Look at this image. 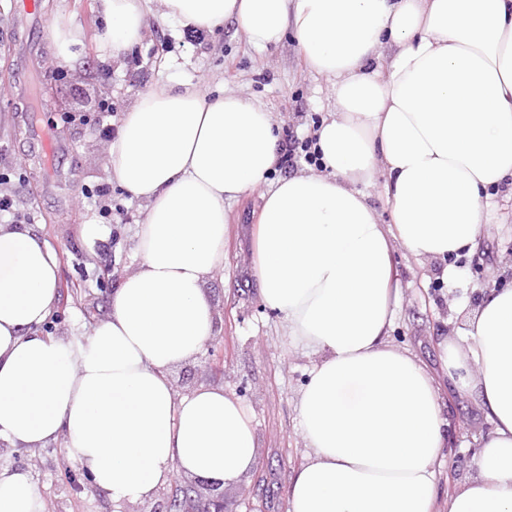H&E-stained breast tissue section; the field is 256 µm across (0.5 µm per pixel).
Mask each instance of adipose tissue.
Here are the masks:
<instances>
[{
    "mask_svg": "<svg viewBox=\"0 0 512 512\" xmlns=\"http://www.w3.org/2000/svg\"><path fill=\"white\" fill-rule=\"evenodd\" d=\"M151 3L99 0L102 49L138 43ZM162 3L188 29L233 20L260 50L294 31L336 95L314 133L322 174L264 193L253 242L264 304L322 355L299 399L309 454L288 512H436L445 420L432 377L385 340L391 252L398 242L419 260L474 253L495 194L512 195V0ZM279 142L249 98L143 92L107 156L111 180L148 206L140 263L78 342L38 331L58 301L55 249L29 226L0 224V441H63L116 504L153 499L176 471L232 484L252 467L243 404L205 385L177 396L170 372L214 333L204 285L224 265V204L263 183ZM379 173L388 227L357 188ZM443 361L494 426L448 512H512V283L485 293ZM40 509L28 473L0 470V512Z\"/></svg>",
    "mask_w": 512,
    "mask_h": 512,
    "instance_id": "1",
    "label": "adipose tissue"
}]
</instances>
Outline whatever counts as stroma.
Masks as SVG:
<instances>
[{
    "mask_svg": "<svg viewBox=\"0 0 512 512\" xmlns=\"http://www.w3.org/2000/svg\"><path fill=\"white\" fill-rule=\"evenodd\" d=\"M17 0H0V73H21L23 86L0 87V173L23 172L18 208L58 252V302L42 331L78 341L105 318L112 292L134 273L140 258L136 233L147 214L145 201L113 185L106 169L111 146L94 124L111 105L112 124L122 122L140 93L185 84L211 97L239 94L271 112L280 136L312 135L335 110L331 82L312 74L294 36L258 51L233 21L190 44L154 0L141 40L114 58L102 53L97 0H42L38 14L20 25ZM81 30L82 65L71 69L51 51L46 31L55 18ZM43 129L60 150L33 148L26 123ZM110 187L111 219L100 213L99 186ZM262 189L226 202L224 265L207 278L216 326L190 362L172 369L177 395L201 385L223 387L248 410L257 441V463L224 488V512H287L288 486L305 460L299 397L320 356L297 343L288 323L267 308L255 271L253 234ZM97 227L95 236L84 232ZM475 253L447 261L419 260L394 243L392 263L399 288L387 342L423 363L439 389L446 420V448L438 468V509L447 512L455 487L476 471L475 453L493 426L471 394L448 380L441 344L457 339L466 312L495 285L512 280V202L500 200L481 228ZM452 267L453 278L442 276ZM0 468L29 474L42 512H174L177 488L195 477L174 473L147 502L113 505L102 489L84 480L66 458L62 442L44 448H13L0 442Z\"/></svg>",
    "mask_w": 512,
    "mask_h": 512,
    "instance_id": "1",
    "label": "stroma"
}]
</instances>
